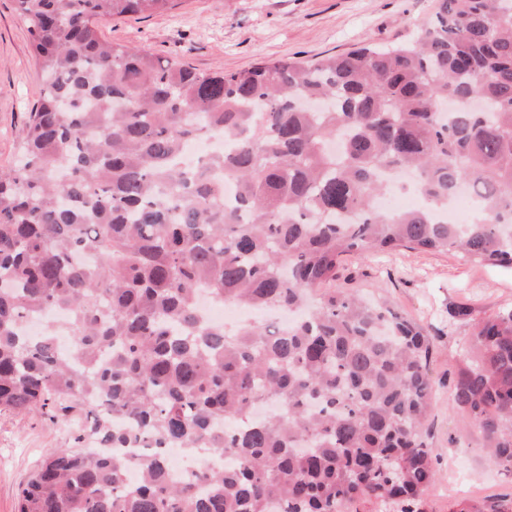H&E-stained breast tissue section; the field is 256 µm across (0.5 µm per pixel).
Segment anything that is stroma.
Masks as SVG:
<instances>
[{
    "label": "stroma",
    "instance_id": "35a3bbf8",
    "mask_svg": "<svg viewBox=\"0 0 512 512\" xmlns=\"http://www.w3.org/2000/svg\"><path fill=\"white\" fill-rule=\"evenodd\" d=\"M435 0H177L148 17L103 20L104 38L198 70L246 69L289 58L310 61L365 43L409 42L431 21ZM42 92L25 21L14 0H0V168L11 165L29 112ZM339 287L383 299L424 327L433 339L430 368L435 399L428 418L437 457L436 479L424 512H448L451 500L512 493V474L487 459L482 436L448 404L454 369L471 333L469 320L448 307L462 303L475 314L512 306V272L466 264L454 253L407 249L381 258L346 257ZM75 428L39 415L0 410V512H15L17 493L40 460L76 447Z\"/></svg>",
    "mask_w": 512,
    "mask_h": 512
}]
</instances>
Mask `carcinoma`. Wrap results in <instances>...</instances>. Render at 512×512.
I'll list each match as a JSON object with an SVG mask.
<instances>
[{
  "label": "carcinoma",
  "mask_w": 512,
  "mask_h": 512,
  "mask_svg": "<svg viewBox=\"0 0 512 512\" xmlns=\"http://www.w3.org/2000/svg\"><path fill=\"white\" fill-rule=\"evenodd\" d=\"M14 2L44 88L0 171V407L88 444L46 456L17 512H422L433 342L336 281L343 256L402 247L512 269V0H437L410 43L231 72L103 39L172 0ZM207 134L228 151L186 165ZM406 171L429 206L380 210ZM465 186L481 218L436 220ZM201 294L298 319L215 326ZM449 316L472 317L449 403L512 474V307ZM169 448L196 462L182 481Z\"/></svg>",
  "instance_id": "1"
}]
</instances>
